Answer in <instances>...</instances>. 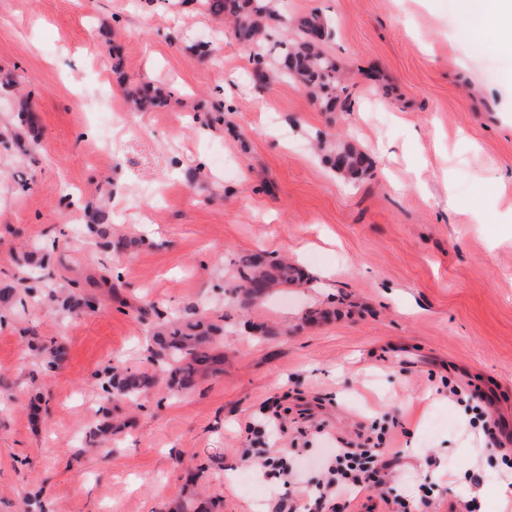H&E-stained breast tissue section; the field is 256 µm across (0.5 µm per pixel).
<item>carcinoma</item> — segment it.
<instances>
[{
    "mask_svg": "<svg viewBox=\"0 0 512 512\" xmlns=\"http://www.w3.org/2000/svg\"><path fill=\"white\" fill-rule=\"evenodd\" d=\"M203 5L213 15L232 22L234 36L249 52L258 81L293 80L311 89L325 112L350 107L349 87L336 60L322 48L329 24L321 13L312 11L293 19L282 13L281 0H204ZM329 163L336 174L354 177L364 163V153L351 144L340 143L329 154ZM240 273L241 282L234 294L243 306L302 280L291 263H268L256 256L240 260ZM219 334V328L203 315L168 321L154 329L152 340L161 371L171 386L188 391L198 376L219 370L224 364ZM157 382L155 372L130 373L114 367L106 392L133 401Z\"/></svg>",
    "mask_w": 512,
    "mask_h": 512,
    "instance_id": "cac0c4a2",
    "label": "carcinoma"
}]
</instances>
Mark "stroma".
<instances>
[{
	"label": "stroma",
	"mask_w": 512,
	"mask_h": 512,
	"mask_svg": "<svg viewBox=\"0 0 512 512\" xmlns=\"http://www.w3.org/2000/svg\"><path fill=\"white\" fill-rule=\"evenodd\" d=\"M286 8L328 17L349 111L246 79L198 2L0 0V512H323L331 449L376 435L387 497L429 481L423 512H494L484 479L512 480V51L461 0ZM146 83L168 106L130 111ZM319 136L368 155L357 181ZM252 253L309 283L239 305ZM195 310L224 329L221 372L107 396L111 367L158 368L153 322ZM54 341L55 366L29 349ZM269 406L286 436L258 433Z\"/></svg>",
	"instance_id": "obj_1"
}]
</instances>
